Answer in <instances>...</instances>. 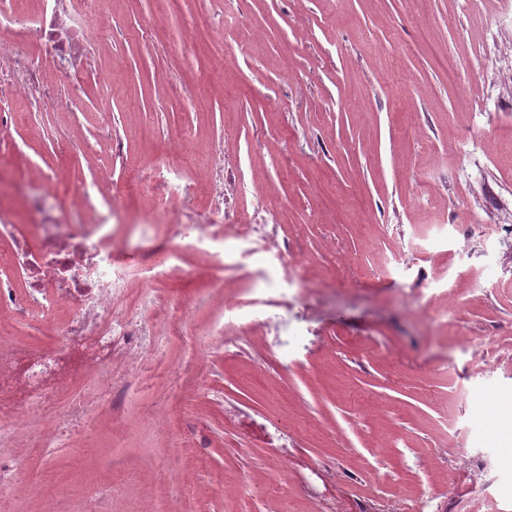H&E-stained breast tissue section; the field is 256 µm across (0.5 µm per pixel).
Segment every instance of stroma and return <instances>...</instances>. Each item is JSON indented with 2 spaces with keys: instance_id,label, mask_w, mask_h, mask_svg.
Here are the masks:
<instances>
[{
  "instance_id": "obj_1",
  "label": "stroma",
  "mask_w": 512,
  "mask_h": 512,
  "mask_svg": "<svg viewBox=\"0 0 512 512\" xmlns=\"http://www.w3.org/2000/svg\"><path fill=\"white\" fill-rule=\"evenodd\" d=\"M112 37L70 110L32 112L0 141L67 217L157 155L220 185L225 209L272 204L271 264L226 240L223 269L184 252L140 191L113 237L129 267L167 259L159 291L183 337L112 357L113 410L80 446L26 464L6 512L43 488H92L113 512H512V0H111ZM159 22L149 29L146 19ZM193 97H186L184 87ZM111 137H104V128ZM123 142L112 156L109 139ZM304 324L287 366L266 319L229 320L246 289Z\"/></svg>"
}]
</instances>
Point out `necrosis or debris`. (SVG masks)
Segmentation results:
<instances>
[{"mask_svg": "<svg viewBox=\"0 0 512 512\" xmlns=\"http://www.w3.org/2000/svg\"><path fill=\"white\" fill-rule=\"evenodd\" d=\"M112 31L106 0H39L37 10L16 17L0 0V138L17 125L8 102L25 96L30 111L65 107L51 71L65 73L72 96L83 92L79 60L94 55L97 38ZM142 181L157 202L156 212L190 248L224 262V227L240 236L270 239L274 225L261 212L228 213L214 204H196L202 188L182 175L179 155L161 154L147 162ZM53 180L29 201L27 223L17 228L0 211V242L9 248L11 267L0 270V312L14 323L39 321L60 336L61 348L22 346L0 334V439L23 448L0 454V491L7 489L27 460L44 456L64 437H77L92 415V400H112L110 363L116 344L143 347L146 329L112 313L114 298L127 295L128 279L112 254V219L125 210L122 190L104 192L101 210L77 222H58ZM76 365L91 368L99 386L77 401L58 406L60 391Z\"/></svg>", "mask_w": 512, "mask_h": 512, "instance_id": "obj_1", "label": "necrosis or debris"}]
</instances>
